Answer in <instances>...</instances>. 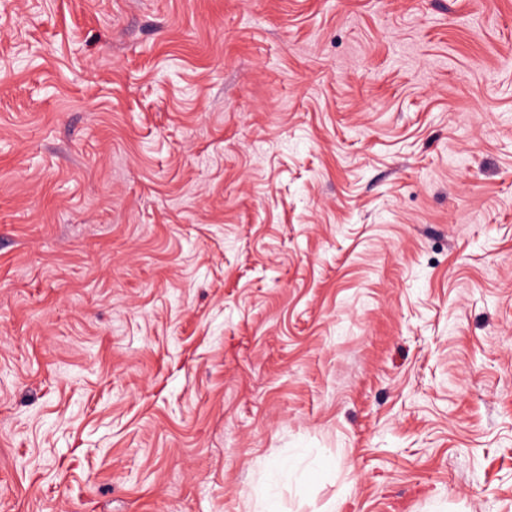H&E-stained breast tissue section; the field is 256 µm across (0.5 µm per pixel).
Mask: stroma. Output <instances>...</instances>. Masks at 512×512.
Here are the masks:
<instances>
[{"label":"stroma","mask_w":512,"mask_h":512,"mask_svg":"<svg viewBox=\"0 0 512 512\" xmlns=\"http://www.w3.org/2000/svg\"><path fill=\"white\" fill-rule=\"evenodd\" d=\"M512 512V0H0V512Z\"/></svg>","instance_id":"stroma-1"}]
</instances>
